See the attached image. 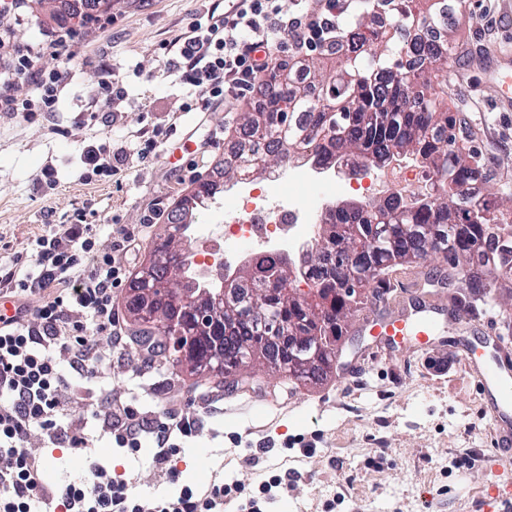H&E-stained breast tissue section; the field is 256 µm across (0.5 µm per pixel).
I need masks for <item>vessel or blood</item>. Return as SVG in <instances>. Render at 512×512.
<instances>
[{
  "label": "vessel or blood",
  "instance_id": "b4317fda",
  "mask_svg": "<svg viewBox=\"0 0 512 512\" xmlns=\"http://www.w3.org/2000/svg\"><path fill=\"white\" fill-rule=\"evenodd\" d=\"M482 65L488 73L491 97L503 109L512 107V56L494 52L483 59ZM455 323L471 322L467 310L458 304L442 308L433 301L416 300L412 310L401 311L398 317L387 321L381 333L385 336H415L426 341H435L443 321ZM474 372L482 390L490 391L492 401L490 417L495 427L494 445L498 455H512V370L499 366L474 365Z\"/></svg>",
  "mask_w": 512,
  "mask_h": 512
}]
</instances>
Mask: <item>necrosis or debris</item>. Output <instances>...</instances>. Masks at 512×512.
<instances>
[{
    "mask_svg": "<svg viewBox=\"0 0 512 512\" xmlns=\"http://www.w3.org/2000/svg\"><path fill=\"white\" fill-rule=\"evenodd\" d=\"M255 179V173L242 171L236 183L224 190L225 228L211 232L193 258L206 281L219 280L226 257L242 263L283 251L299 256L311 245L314 224L327 200L317 189L311 161L292 156L287 171L266 174L263 189L256 187ZM431 181L428 169L394 159L373 170L362 190L376 199L396 196L409 202Z\"/></svg>",
    "mask_w": 512,
    "mask_h": 512,
    "instance_id": "obj_1",
    "label": "necrosis or debris"
}]
</instances>
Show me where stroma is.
<instances>
[{
    "label": "stroma",
    "instance_id": "35a3bbf8",
    "mask_svg": "<svg viewBox=\"0 0 512 512\" xmlns=\"http://www.w3.org/2000/svg\"><path fill=\"white\" fill-rule=\"evenodd\" d=\"M213 0H112V27L92 30L81 21L78 0H26L10 28L14 45L65 31L68 48L42 52V69L67 70L56 112L33 120L0 114V259L46 225L69 223L83 211L101 238L114 227L140 224L155 200L175 207L196 191L182 176L194 163L201 181L223 182L231 143L225 122L247 108L236 103L188 112V88L162 75L172 40L210 8ZM448 38L456 61L448 72V110L465 122L464 148L473 150L490 179L498 210L512 213V112L495 108L480 57L512 50V0H467L456 11ZM115 78L125 98L113 110L92 105L101 79ZM168 133L165 156L135 163L114 177L82 179L86 146L135 148L143 129ZM54 174L58 187L45 186ZM445 263L402 266L389 272L386 288L369 291L363 303L394 312L397 303L423 294L441 300L448 291L428 277H447ZM97 346L112 354L111 386H93V398L137 401L162 411L169 387L180 407L203 428L169 465L155 462L151 441L133 454L99 438L98 454L130 478L143 498L168 493L169 470L199 487L216 480L238 486L224 512L257 495L273 476L289 475L287 489L261 499L262 512H483L495 491L512 486V458L492 451L494 426L464 358L492 363L477 330L444 325L434 347L414 337L385 342L348 321L326 380L302 385L285 375L255 370L249 384L217 389L215 380L176 373L170 364L142 367L133 349L112 352L105 335Z\"/></svg>",
    "mask_w": 512,
    "mask_h": 512
}]
</instances>
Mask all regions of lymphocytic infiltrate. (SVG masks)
<instances>
[{
	"label": "lymphocytic infiltrate",
	"instance_id": "1",
	"mask_svg": "<svg viewBox=\"0 0 512 512\" xmlns=\"http://www.w3.org/2000/svg\"><path fill=\"white\" fill-rule=\"evenodd\" d=\"M353 4L299 0L288 12L280 0H239L231 13L208 12L206 20L178 35L172 42L176 57L165 69L190 87L188 110L245 99L261 74L278 66L275 50L289 41L300 51L321 48L336 35L337 6ZM37 57L28 48L10 53L12 75L30 82L36 96L18 99L0 88V112L31 118L56 111L66 73L37 68ZM165 150L156 131L141 132L132 154L90 146L82 153L83 176H114ZM138 249V235L102 242L77 214L71 223L49 225L0 275V294L15 300L14 315L0 316V512H224L232 489L220 482L205 489L184 486L149 502L134 496L129 480L113 475L85 431L88 420L99 421L113 447L132 452L141 448L143 437H151L155 460L164 465L180 444L197 437L196 420L170 407L162 419H151L109 399L92 402L88 416L71 413L81 389L112 376L111 358L87 331L106 334L115 348L126 345L115 290L128 282L126 259ZM35 294L41 301L34 306ZM61 447L81 451L84 475L45 485L42 451Z\"/></svg>",
	"mask_w": 512,
	"mask_h": 512
}]
</instances>
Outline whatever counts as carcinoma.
Returning a JSON list of instances; mask_svg holds the SVG:
<instances>
[{"label":"carcinoma","instance_id":"cac0c4a2","mask_svg":"<svg viewBox=\"0 0 512 512\" xmlns=\"http://www.w3.org/2000/svg\"><path fill=\"white\" fill-rule=\"evenodd\" d=\"M412 0H368L379 19L374 29L361 20L336 31L324 53L340 60L332 74L308 67L309 83L298 85L289 65L260 81L263 104L243 116L240 157L250 169H266L289 148L305 153L319 166L358 157L384 164L407 156L433 172L436 202L428 197L407 205L398 198L370 203L346 202L321 217L323 234L301 257L271 255L240 267L237 314H224V368L229 371L246 355L270 359L289 376L316 384L328 375L336 352L337 325L360 311L362 294L385 286L382 274L406 264L440 257L448 275L461 287L454 300L473 312L478 303L490 310L498 295L512 294V223L498 219L495 195L487 175L455 151L456 119L439 110L445 94L452 46L445 40L448 3L420 17ZM426 90L414 91L419 79ZM276 275L282 292L260 294ZM307 285L296 301L290 292ZM339 308L322 327L313 317L325 300ZM134 289L126 309L138 326L133 334L147 343L160 332L140 322ZM273 311L284 326L305 323L323 336L317 361L288 371L293 353L287 343L282 358L269 351L258 331L261 311Z\"/></svg>","mask_w":512,"mask_h":512}]
</instances>
